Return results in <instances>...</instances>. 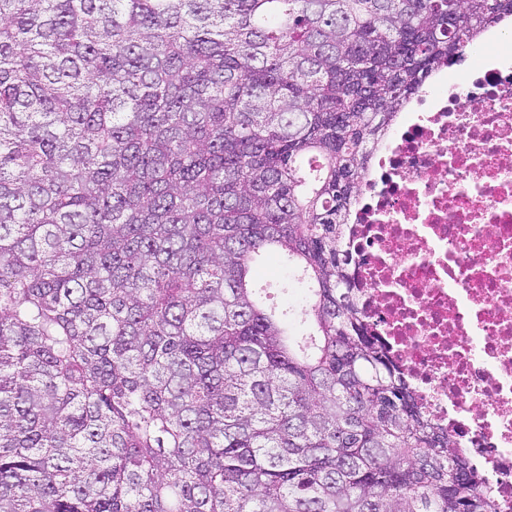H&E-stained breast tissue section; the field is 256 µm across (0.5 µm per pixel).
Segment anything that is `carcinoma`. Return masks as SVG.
Listing matches in <instances>:
<instances>
[{"label":"carcinoma","instance_id":"carcinoma-1","mask_svg":"<svg viewBox=\"0 0 512 512\" xmlns=\"http://www.w3.org/2000/svg\"><path fill=\"white\" fill-rule=\"evenodd\" d=\"M509 16L0 0V512H499L341 240L409 97ZM253 278L258 284H273L280 288L278 300L297 307L302 300L303 290L288 274V271L277 265H258L253 270ZM284 288V289H282Z\"/></svg>","mask_w":512,"mask_h":512}]
</instances>
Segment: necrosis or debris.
I'll return each instance as SVG.
<instances>
[{
    "label": "necrosis or debris",
    "mask_w": 512,
    "mask_h": 512,
    "mask_svg": "<svg viewBox=\"0 0 512 512\" xmlns=\"http://www.w3.org/2000/svg\"><path fill=\"white\" fill-rule=\"evenodd\" d=\"M434 74L373 153L346 231L353 298L512 512V38Z\"/></svg>",
    "instance_id": "4bbe7bcc"
}]
</instances>
